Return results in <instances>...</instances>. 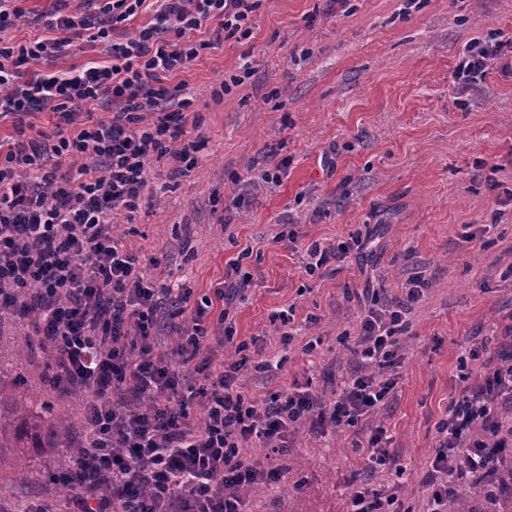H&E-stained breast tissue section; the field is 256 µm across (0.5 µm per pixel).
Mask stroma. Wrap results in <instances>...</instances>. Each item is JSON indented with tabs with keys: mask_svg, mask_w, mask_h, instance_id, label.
<instances>
[{
	"mask_svg": "<svg viewBox=\"0 0 512 512\" xmlns=\"http://www.w3.org/2000/svg\"><path fill=\"white\" fill-rule=\"evenodd\" d=\"M23 6L26 18L0 40L50 37L57 14L91 17L102 3ZM250 26L245 39L218 37L212 23L201 29L208 47L180 76L191 92L182 139L197 142V162L181 174L164 157L138 212L117 216L118 230L147 275L187 285L191 305L212 300L207 322L228 309L236 335L218 355L235 358L241 342L263 346L242 375L256 395L308 377L333 400L360 332L346 289L385 302L410 279L423 281L388 406L345 431L319 436L299 426L281 458L253 445V460L283 473L246 499L247 512H350L352 486L365 479L423 512L438 427L484 372L459 359L512 325V70L491 63L463 91L452 79L467 43L512 41V0H261ZM234 76L242 85L219 94ZM22 121L18 130L0 120V148L52 131L60 118L40 106ZM274 167L278 183H260ZM290 229L294 250L278 240ZM356 236L367 245L339 269L305 272L308 244ZM234 262L255 283L226 308L214 292ZM289 307L285 343L271 318ZM311 314L318 323H308ZM379 426L402 475L367 470L359 445ZM57 456L32 453L24 481L0 471V512H37Z\"/></svg>",
	"mask_w": 512,
	"mask_h": 512,
	"instance_id": "stroma-1",
	"label": "stroma"
}]
</instances>
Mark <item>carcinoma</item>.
<instances>
[{
	"label": "carcinoma",
	"instance_id": "carcinoma-1",
	"mask_svg": "<svg viewBox=\"0 0 512 512\" xmlns=\"http://www.w3.org/2000/svg\"><path fill=\"white\" fill-rule=\"evenodd\" d=\"M41 344L24 334L15 345V362L0 361V466L6 464L17 478L28 476V448L61 450L59 465L49 476L58 488L57 501L72 491L68 464L71 457L85 451L73 441L67 420L53 406L33 395L20 368ZM483 500L490 512H512V498L504 499L495 486L472 483L455 489L448 498L447 512H475L473 504Z\"/></svg>",
	"mask_w": 512,
	"mask_h": 512
}]
</instances>
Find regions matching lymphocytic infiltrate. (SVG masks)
<instances>
[{
	"instance_id": "f902f5d3",
	"label": "lymphocytic infiltrate",
	"mask_w": 512,
	"mask_h": 512,
	"mask_svg": "<svg viewBox=\"0 0 512 512\" xmlns=\"http://www.w3.org/2000/svg\"><path fill=\"white\" fill-rule=\"evenodd\" d=\"M144 2L107 0L106 25L89 17L53 22L63 32L92 31L105 47L103 61L22 81L19 68L49 59L59 39L0 45V115L45 105L63 121L0 158V315L32 323L52 352L57 389L87 394L86 451L70 461L69 512H245L241 489L281 476L254 462L250 445L282 457L294 425L322 434L356 426L385 406L395 381L375 370L401 360L400 336L422 283L410 280L405 299L392 306L363 308L350 377L330 405L308 386L259 397L246 390L245 359L220 361L211 346L207 308L168 322L167 306L188 302L190 289L147 278L112 215L136 210L152 164L180 134L166 106L186 94L178 76L207 47L196 33L214 20L225 38L246 36L259 0H161L153 24L111 41V26ZM502 55L499 43L467 45L454 82L476 81ZM100 108L111 109L110 120L95 119ZM146 112L154 120L143 121ZM72 159L77 168L65 169ZM171 330L181 337L177 353L192 365L191 377H179L157 353ZM505 333L499 347L481 340L465 352L485 374L462 390L439 427L425 475L426 512H446L455 480H491L495 465L512 459V422L503 418L512 410L511 325ZM193 400L202 419L188 409Z\"/></svg>"
}]
</instances>
